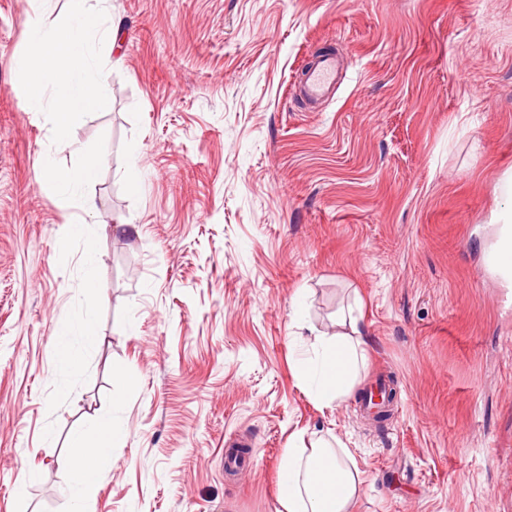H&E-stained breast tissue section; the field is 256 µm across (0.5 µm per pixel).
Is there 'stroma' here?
Returning a JSON list of instances; mask_svg holds the SVG:
<instances>
[{
  "mask_svg": "<svg viewBox=\"0 0 512 512\" xmlns=\"http://www.w3.org/2000/svg\"><path fill=\"white\" fill-rule=\"evenodd\" d=\"M112 105L94 206L105 293L89 378L49 410L83 253L79 211L14 68L28 0H0V512H71L60 460L100 416L127 428L85 512H274L289 437L337 433L367 481L354 512H512V288L485 268L512 174V0H109ZM345 77L307 110L326 46ZM136 162L138 187L124 172ZM336 330L358 306L375 422L317 406L294 372L292 299ZM135 378H113L114 367ZM249 465L224 468L225 445Z\"/></svg>",
  "mask_w": 512,
  "mask_h": 512,
  "instance_id": "35a3bbf8",
  "label": "stroma"
}]
</instances>
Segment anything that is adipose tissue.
Returning a JSON list of instances; mask_svg holds the SVG:
<instances>
[{
	"instance_id": "adipose-tissue-1",
	"label": "adipose tissue",
	"mask_w": 512,
	"mask_h": 512,
	"mask_svg": "<svg viewBox=\"0 0 512 512\" xmlns=\"http://www.w3.org/2000/svg\"><path fill=\"white\" fill-rule=\"evenodd\" d=\"M337 331L314 333L306 358L297 361L296 377L311 400L324 408L348 399L360 381L365 341L359 319L344 312ZM126 436L124 424L103 416L76 431L61 465L70 475L74 501H82L111 460L115 442ZM362 478L339 436L293 434L282 463L275 512H352L364 491Z\"/></svg>"
}]
</instances>
